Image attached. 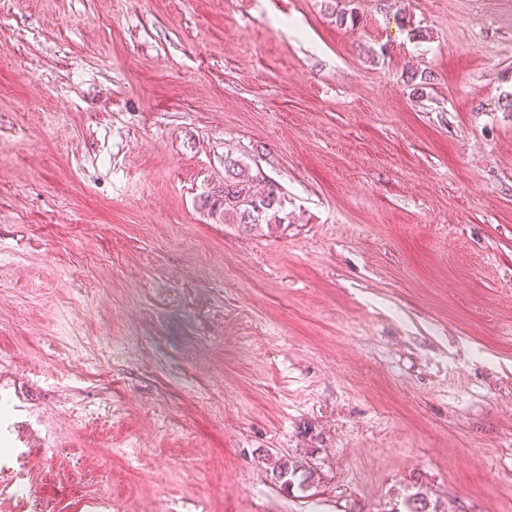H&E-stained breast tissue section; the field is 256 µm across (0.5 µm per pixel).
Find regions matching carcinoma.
I'll return each mask as SVG.
<instances>
[{
  "label": "carcinoma",
  "instance_id": "obj_1",
  "mask_svg": "<svg viewBox=\"0 0 512 512\" xmlns=\"http://www.w3.org/2000/svg\"><path fill=\"white\" fill-rule=\"evenodd\" d=\"M224 223L257 226L282 224L283 194L279 184L266 181L261 193L251 190L254 176L239 162H224ZM278 478L290 489L305 491L315 482V473L298 461L283 465Z\"/></svg>",
  "mask_w": 512,
  "mask_h": 512
}]
</instances>
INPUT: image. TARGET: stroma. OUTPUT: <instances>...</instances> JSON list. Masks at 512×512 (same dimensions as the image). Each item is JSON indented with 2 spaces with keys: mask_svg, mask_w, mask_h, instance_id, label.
<instances>
[{
  "mask_svg": "<svg viewBox=\"0 0 512 512\" xmlns=\"http://www.w3.org/2000/svg\"><path fill=\"white\" fill-rule=\"evenodd\" d=\"M511 99L512 0H0V512H512ZM224 221L228 224L257 226L260 224H282L285 217L280 213L283 205V194L279 184L264 181V189L260 194L253 193L251 183L257 176L238 161L224 162ZM278 478L288 477L283 484L288 486V490L296 488L298 491H305L315 482V473L298 461L284 464L279 472Z\"/></svg>",
  "mask_w": 512,
  "mask_h": 512,
  "instance_id": "stroma-1",
  "label": "stroma"
}]
</instances>
